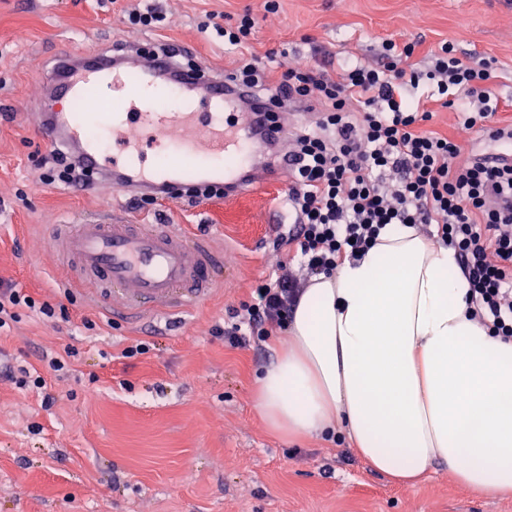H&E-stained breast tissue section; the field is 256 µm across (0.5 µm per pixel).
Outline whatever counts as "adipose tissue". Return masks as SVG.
Segmentation results:
<instances>
[{"instance_id": "adipose-tissue-1", "label": "adipose tissue", "mask_w": 512, "mask_h": 512, "mask_svg": "<svg viewBox=\"0 0 512 512\" xmlns=\"http://www.w3.org/2000/svg\"><path fill=\"white\" fill-rule=\"evenodd\" d=\"M453 249L403 224L311 280L282 354L259 379L269 428L342 420L356 453L406 485L447 464L485 497L512 495V341L468 317Z\"/></svg>"}]
</instances>
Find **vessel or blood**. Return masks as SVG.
I'll return each instance as SVG.
<instances>
[{
    "instance_id": "vessel-or-blood-1",
    "label": "vessel or blood",
    "mask_w": 512,
    "mask_h": 512,
    "mask_svg": "<svg viewBox=\"0 0 512 512\" xmlns=\"http://www.w3.org/2000/svg\"><path fill=\"white\" fill-rule=\"evenodd\" d=\"M55 69L58 100L39 128L98 172L90 193L110 186L165 202L213 184L229 201L269 184L273 167H256L250 146L258 138L281 145L287 126L279 117L266 122L251 90L231 74L203 81L172 56L141 62L131 53L118 59L93 50L61 58ZM92 93L106 107L99 115L111 141L106 149L75 108ZM52 234L76 279L131 318L188 310L224 285L221 252L165 220L56 224Z\"/></svg>"
}]
</instances>
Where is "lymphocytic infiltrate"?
<instances>
[{
  "label": "lymphocytic infiltrate",
  "mask_w": 512,
  "mask_h": 512,
  "mask_svg": "<svg viewBox=\"0 0 512 512\" xmlns=\"http://www.w3.org/2000/svg\"><path fill=\"white\" fill-rule=\"evenodd\" d=\"M277 8L276 0H260L258 12L240 15L220 35L239 55L235 78L259 99L305 104L317 114L314 126L293 135L288 152V241L301 269L332 274L389 224L431 227L454 249L469 282L471 317L511 342L512 165L461 158L462 137L477 128L490 141L512 142V128L492 122L493 67L464 62L449 41L417 67L409 62L413 43L385 40L376 63L348 60L333 77L286 58L274 80L251 40L259 13ZM430 101L457 112L456 137L425 129ZM297 272L279 262L275 280L256 288L255 302L229 308L215 337L233 348H262L274 329L288 325L304 288Z\"/></svg>",
  "instance_id": "lymphocytic-infiltrate-1"
}]
</instances>
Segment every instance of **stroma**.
Returning <instances> with one entry per match:
<instances>
[{"label": "stroma", "instance_id": "1", "mask_svg": "<svg viewBox=\"0 0 512 512\" xmlns=\"http://www.w3.org/2000/svg\"><path fill=\"white\" fill-rule=\"evenodd\" d=\"M139 0H0V278L64 306L66 322L22 310L0 332V351L43 370L42 353L73 349L72 371L48 376L57 401L0 383V512H512V498L487 499L437 466L415 487L393 484L353 450L342 426L334 438L289 440L271 432L254 406L258 375L283 349L275 332L265 354L225 346L212 330L229 307L252 300L295 246L287 181L234 202L174 200L168 216L221 248L224 288L204 305L171 318L131 321L72 285L56 254L53 224L152 223V207L83 185L41 183L37 157L50 143L39 129L54 62L96 48L106 54L143 43L188 47L201 73L232 71L236 52L215 30L255 9L256 0H156L159 30L124 28L122 12ZM386 39L415 45L423 62L439 42L461 57L493 60L496 125L512 124V0H278L258 20L257 54L291 57L335 74L349 58L375 62ZM148 354L123 357L126 346Z\"/></svg>", "mask_w": 512, "mask_h": 512}]
</instances>
